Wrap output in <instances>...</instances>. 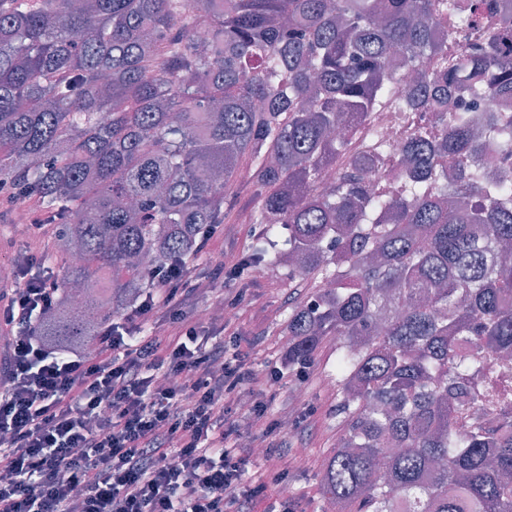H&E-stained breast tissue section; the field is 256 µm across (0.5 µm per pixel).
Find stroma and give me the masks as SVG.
Returning <instances> with one entry per match:
<instances>
[{
  "label": "stroma",
  "instance_id": "35a3bbf8",
  "mask_svg": "<svg viewBox=\"0 0 512 512\" xmlns=\"http://www.w3.org/2000/svg\"><path fill=\"white\" fill-rule=\"evenodd\" d=\"M255 207L254 187L248 170L237 177L235 208L223 230L217 231L195 262L197 275H207L215 265L216 257L232 263L245 254L255 237L253 224L243 216ZM56 227H48L37 234L27 225L14 223L9 214L0 215V263L10 262L20 251L38 252L48 256L54 272L63 265L53 255ZM314 291L313 281L288 278L285 270L267 269L263 278L227 280L202 304L203 310H214L222 296L241 294L231 329L237 332L241 347L249 354L256 371L262 372L280 358L288 338L286 317L290 307L307 302ZM334 358L332 343L320 348L306 381L285 378L282 383L264 387L262 398L271 416L282 418L280 434L288 452L302 451L304 461L293 468L289 476L291 492L303 504L305 512H337L324 494L322 470L324 458L334 448L342 421L335 412L336 386L328 380L327 371ZM300 397L308 406L306 412L292 410L293 397Z\"/></svg>",
  "mask_w": 512,
  "mask_h": 512
}]
</instances>
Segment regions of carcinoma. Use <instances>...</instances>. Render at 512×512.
Segmentation results:
<instances>
[{
	"label": "carcinoma",
	"mask_w": 512,
	"mask_h": 512,
	"mask_svg": "<svg viewBox=\"0 0 512 512\" xmlns=\"http://www.w3.org/2000/svg\"><path fill=\"white\" fill-rule=\"evenodd\" d=\"M499 0H0V188L30 193L56 252L73 244L36 334L91 344L163 261L194 262L252 172L263 227L231 273L284 266L314 298L288 312V364L336 342L341 435L322 481L350 512H512V95ZM454 14L484 39L448 54ZM211 30L202 46L194 30ZM462 101L414 129L395 190L387 152L335 136L372 113ZM336 189L325 195V171ZM112 272L104 295L99 273ZM500 396L491 424L454 413ZM477 112H490L501 117L502 122H512V99L483 98L478 100Z\"/></svg>",
	"instance_id": "carcinoma-1"
}]
</instances>
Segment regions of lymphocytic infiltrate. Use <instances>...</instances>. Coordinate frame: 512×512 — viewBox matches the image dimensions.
Masks as SVG:
<instances>
[{
    "label": "lymphocytic infiltrate",
    "instance_id": "obj_1",
    "mask_svg": "<svg viewBox=\"0 0 512 512\" xmlns=\"http://www.w3.org/2000/svg\"><path fill=\"white\" fill-rule=\"evenodd\" d=\"M0 300L9 342L0 359V512H254L235 404L280 429L245 387L306 378L280 364L250 366L236 334L210 342L186 265L155 268L141 300L78 351L35 334L57 297L44 260L12 262Z\"/></svg>",
    "mask_w": 512,
    "mask_h": 512
}]
</instances>
